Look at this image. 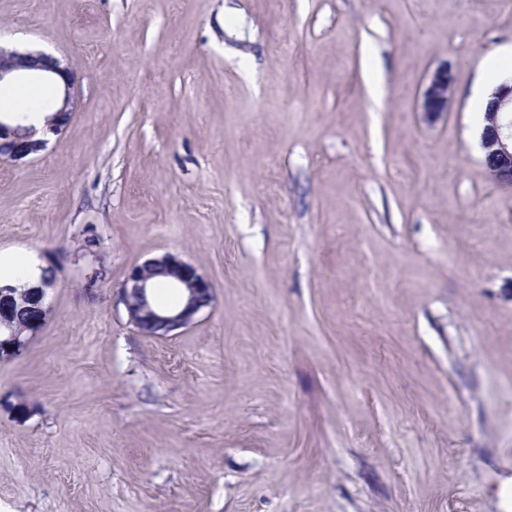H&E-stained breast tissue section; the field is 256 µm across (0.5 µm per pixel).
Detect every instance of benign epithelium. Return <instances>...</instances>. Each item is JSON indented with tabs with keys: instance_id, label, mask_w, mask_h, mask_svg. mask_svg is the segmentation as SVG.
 <instances>
[{
	"instance_id": "1",
	"label": "benign epithelium",
	"mask_w": 512,
	"mask_h": 512,
	"mask_svg": "<svg viewBox=\"0 0 512 512\" xmlns=\"http://www.w3.org/2000/svg\"><path fill=\"white\" fill-rule=\"evenodd\" d=\"M46 81L60 85L59 94L44 113L45 130L57 135L69 123L76 111L74 76L70 69L51 55L42 52L7 51L0 47V86L12 82ZM454 99L452 78L446 72L436 73L424 93L422 112L433 117L447 112ZM487 125L483 139L491 149L489 163L498 178L512 182V87L501 86L489 103L485 114ZM39 129L18 122L10 112L0 111V159L20 162L45 149L48 140L38 139ZM163 268L169 273V287L181 293V302L174 307H162L154 301L152 270ZM48 280L27 290L25 298L40 313V318L27 326V335L14 333L0 338V354L14 356L26 345L29 336L37 332L47 317L44 307ZM121 300L129 322L146 336H174L192 325L199 313L213 300L209 281L195 267L174 255H165L133 266L122 287Z\"/></svg>"
}]
</instances>
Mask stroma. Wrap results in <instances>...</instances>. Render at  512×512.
Listing matches in <instances>:
<instances>
[{
    "instance_id": "obj_1",
    "label": "stroma",
    "mask_w": 512,
    "mask_h": 512,
    "mask_svg": "<svg viewBox=\"0 0 512 512\" xmlns=\"http://www.w3.org/2000/svg\"><path fill=\"white\" fill-rule=\"evenodd\" d=\"M0 45L78 99L0 160V254L53 272L0 358V512H512V189L470 105L512 0H0ZM168 253L213 300L145 336L121 288ZM454 99V86L448 72L436 73L424 93L422 112L433 117L439 112H447Z\"/></svg>"
}]
</instances>
